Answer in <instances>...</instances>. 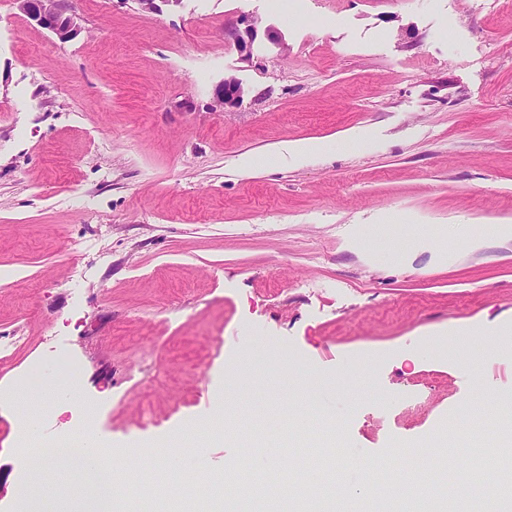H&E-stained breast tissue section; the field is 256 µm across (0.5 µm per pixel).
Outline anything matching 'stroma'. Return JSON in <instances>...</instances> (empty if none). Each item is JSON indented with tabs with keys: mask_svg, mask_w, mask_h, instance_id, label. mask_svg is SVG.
I'll use <instances>...</instances> for the list:
<instances>
[{
	"mask_svg": "<svg viewBox=\"0 0 512 512\" xmlns=\"http://www.w3.org/2000/svg\"><path fill=\"white\" fill-rule=\"evenodd\" d=\"M58 40L0 0V512H24V377L83 364L77 398L39 416L37 443L92 417L140 454L191 442L171 472L205 482L239 454L275 482L314 450L322 512H414L391 477L491 512L466 471L484 431L446 425L476 392H512V0H65ZM277 30L245 56L242 18ZM246 93L213 108L214 87ZM356 127L369 142L348 139ZM323 153L283 161L281 143ZM255 166H244L245 158ZM477 333L466 359L449 329ZM266 355L216 423L230 369ZM298 363L313 391L270 374ZM414 447L402 457L394 443ZM380 467L383 493L348 499ZM245 88L234 76L225 77L214 92V106L224 109L237 105L244 97Z\"/></svg>",
	"mask_w": 512,
	"mask_h": 512,
	"instance_id": "stroma-1",
	"label": "stroma"
}]
</instances>
